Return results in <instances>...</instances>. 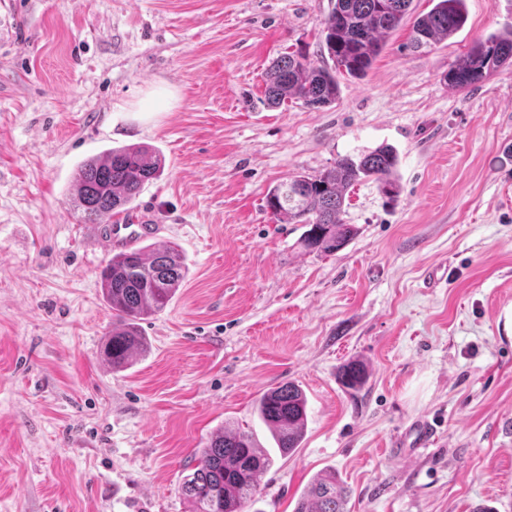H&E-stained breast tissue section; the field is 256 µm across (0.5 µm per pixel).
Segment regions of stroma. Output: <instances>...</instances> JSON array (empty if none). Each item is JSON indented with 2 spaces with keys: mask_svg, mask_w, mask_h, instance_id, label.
<instances>
[{
  "mask_svg": "<svg viewBox=\"0 0 512 512\" xmlns=\"http://www.w3.org/2000/svg\"><path fill=\"white\" fill-rule=\"evenodd\" d=\"M466 9L419 50L404 20L333 105L268 109L267 67L315 58L330 0H0V512H190L179 486L217 431L275 452L257 401L287 381L303 440L244 512H294L325 469L350 512H512V65L446 79L512 0ZM131 145L165 167L124 218L160 224L188 274L115 371L109 256L73 194L84 161ZM381 145L399 195L355 185L335 253L266 209L288 176Z\"/></svg>",
  "mask_w": 512,
  "mask_h": 512,
  "instance_id": "obj_1",
  "label": "stroma"
}]
</instances>
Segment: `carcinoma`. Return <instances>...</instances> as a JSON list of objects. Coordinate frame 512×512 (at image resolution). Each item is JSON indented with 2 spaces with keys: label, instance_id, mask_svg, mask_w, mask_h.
<instances>
[{
  "label": "carcinoma",
  "instance_id": "cac0c4a2",
  "mask_svg": "<svg viewBox=\"0 0 512 512\" xmlns=\"http://www.w3.org/2000/svg\"><path fill=\"white\" fill-rule=\"evenodd\" d=\"M413 0H333L325 21L319 60L314 63L292 54L272 61L266 72L263 103L270 108L297 100L312 108L336 102L340 79L360 77L375 63L384 40L398 29ZM466 22L465 0H436L415 17L411 43L431 47L455 34ZM512 60V29L474 42L466 55L448 69V85L455 89L477 86ZM397 155L388 145L354 159L336 160L334 166L314 175H295L274 186L266 195V208L281 222L303 224L307 230L300 246L309 252L332 254L353 236L341 214L349 189L373 181L388 199L398 194L395 178ZM162 158L143 146L114 148L101 158L81 164L76 175L75 207L84 220L99 224L126 211L143 185L163 173ZM183 257L171 246L147 254L129 249L112 255L101 271L105 301L112 310V330L103 353L112 369L127 366L133 354L144 349L138 329L143 316L162 311L184 281ZM351 388L367 381L363 364L354 363L342 374ZM260 419L275 437L283 455L299 446L307 401L301 388L287 382L269 389L257 404ZM273 457L256 448L245 432L214 435L185 476L181 494L194 512H243L253 501L260 477L271 468ZM350 491L334 472L316 476L296 503L294 512H348Z\"/></svg>",
  "mask_w": 512,
  "mask_h": 512
}]
</instances>
